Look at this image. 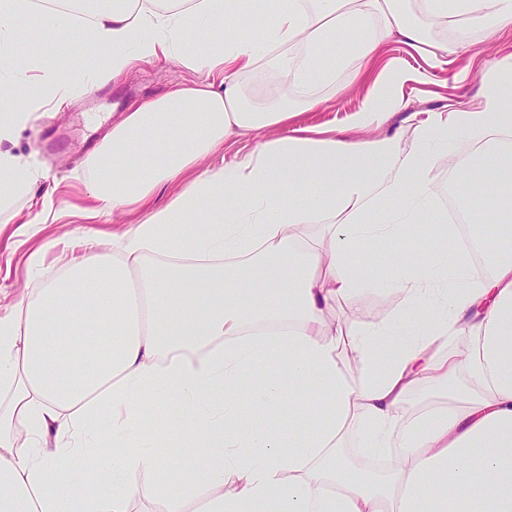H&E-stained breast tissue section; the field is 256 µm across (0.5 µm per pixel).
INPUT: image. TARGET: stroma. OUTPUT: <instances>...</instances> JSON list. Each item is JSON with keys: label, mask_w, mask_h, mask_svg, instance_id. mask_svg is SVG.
<instances>
[{"label": "stroma", "mask_w": 512, "mask_h": 512, "mask_svg": "<svg viewBox=\"0 0 512 512\" xmlns=\"http://www.w3.org/2000/svg\"><path fill=\"white\" fill-rule=\"evenodd\" d=\"M441 42L461 40L466 44L454 62L436 70L428 84L405 87L409 111L431 112L451 101L469 102L482 92L480 72L484 66L512 54V30L490 36L470 32L453 25L434 30ZM468 72L467 81H455V72ZM195 71L178 61H140L131 71L116 80L85 91L76 86L72 98L60 109L45 112L34 129L22 132L13 150L33 156L49 175L53 184L55 208L61 212L59 221L52 224L35 223L41 209L43 187H36L32 196L18 199L14 204V223L0 224V301L11 304L14 299L32 292L39 283L57 277L65 263L74 255L70 245L72 231L81 229V222L72 220L74 206H91L90 193L93 175L86 169V159L100 149L130 106L164 94L174 85L197 80ZM367 90L358 83L319 107L305 112L299 121L304 125L338 124L356 110ZM25 224V233H18V224ZM42 250L44 266L41 272H29L26 258ZM401 305V294L373 286L359 289L348 297H337L329 315L350 328L371 327L379 315Z\"/></svg>", "instance_id": "obj_1"}]
</instances>
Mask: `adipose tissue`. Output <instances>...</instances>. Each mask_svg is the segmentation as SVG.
Wrapping results in <instances>:
<instances>
[{"label":"adipose tissue","instance_id":"ef3b65f1","mask_svg":"<svg viewBox=\"0 0 512 512\" xmlns=\"http://www.w3.org/2000/svg\"><path fill=\"white\" fill-rule=\"evenodd\" d=\"M407 1L0 0L2 224L47 178L12 144L77 81L28 52L40 35L90 41L108 61L84 69L80 81L92 86L161 57L201 75L126 112L86 161L96 175L88 218L143 209L145 221L113 233L108 249L82 231L62 275L0 313V512H132L138 499L163 512H512V104L501 92L512 55L482 70L478 101L409 115L412 143L381 131L405 110V85L429 79L384 60L388 42L430 68L452 64L460 43L429 40L428 27L512 28V0H415L413 11ZM258 4L274 14L259 34L225 28ZM350 29L356 39L326 57ZM257 70L287 75L294 97L247 107L241 78ZM367 75L345 126L297 124L317 90L338 94ZM233 134L255 137L253 149L216 162ZM463 140L470 150L452 186L489 272L443 236L413 270L378 273L366 244L425 217L446 223L427 147ZM177 181L181 190L157 203ZM203 208L207 221L194 225ZM476 212L506 225L498 243L487 244ZM307 224L325 236L303 242L297 229ZM363 285L401 291V305L372 328L344 330L327 308ZM451 337L463 350L440 354ZM345 348L365 364L360 382L340 367ZM263 367L273 377L252 386ZM460 376L459 397L420 419L406 412L410 391ZM301 391L315 413L304 432L283 439L246 424ZM157 405L177 420L153 423ZM352 425L364 455L401 465L354 464ZM173 444L197 456L179 482L167 476ZM89 461L100 470L95 492L81 485Z\"/></svg>","mask_w":512,"mask_h":512}]
</instances>
